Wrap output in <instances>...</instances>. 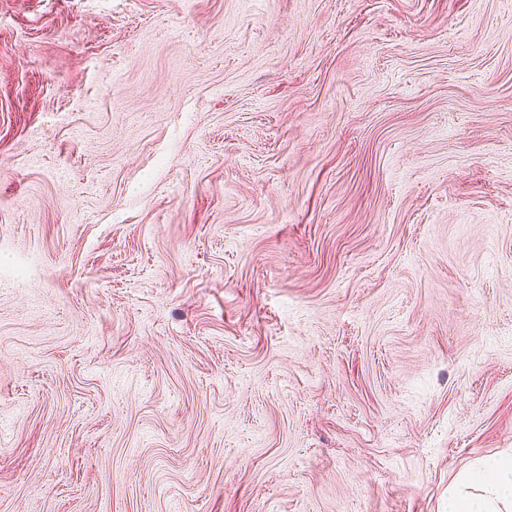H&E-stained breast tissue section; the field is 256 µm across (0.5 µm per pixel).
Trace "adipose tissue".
Instances as JSON below:
<instances>
[{"label":"adipose tissue","mask_w":512,"mask_h":512,"mask_svg":"<svg viewBox=\"0 0 512 512\" xmlns=\"http://www.w3.org/2000/svg\"><path fill=\"white\" fill-rule=\"evenodd\" d=\"M492 480L467 473L448 487V512H512V456L495 460Z\"/></svg>","instance_id":"adipose-tissue-1"}]
</instances>
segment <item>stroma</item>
I'll use <instances>...</instances> for the list:
<instances>
[{
    "instance_id": "stroma-1",
    "label": "stroma",
    "mask_w": 512,
    "mask_h": 512,
    "mask_svg": "<svg viewBox=\"0 0 512 512\" xmlns=\"http://www.w3.org/2000/svg\"><path fill=\"white\" fill-rule=\"evenodd\" d=\"M512 453V0H0V512H448Z\"/></svg>"
}]
</instances>
